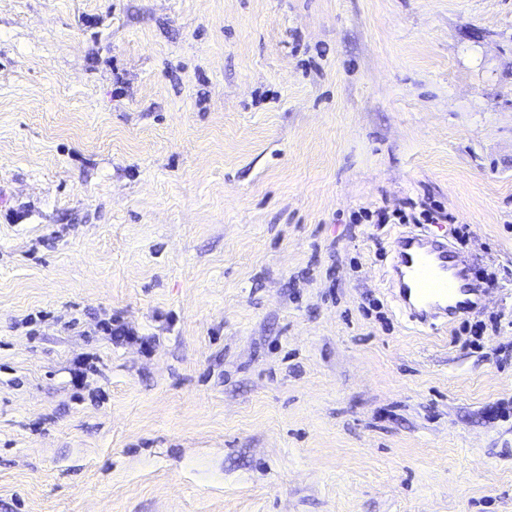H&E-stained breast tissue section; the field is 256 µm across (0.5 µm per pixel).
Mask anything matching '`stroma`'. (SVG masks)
Segmentation results:
<instances>
[{
  "mask_svg": "<svg viewBox=\"0 0 512 512\" xmlns=\"http://www.w3.org/2000/svg\"><path fill=\"white\" fill-rule=\"evenodd\" d=\"M0 512H512V0H0ZM410 204V212L407 213L405 210L399 209L394 210L392 214H389L385 209H380L376 211V215L374 212L368 211L367 209H363V211H359L361 215L360 217L356 216L354 220L360 223L362 217L365 220L371 221L366 224H440L448 221V224L453 223L454 218L451 214L444 213L441 208H436L431 204L428 206L426 202L419 203V208L421 211L418 216L415 211L417 208V203H414L412 200L409 202ZM376 216L375 222H372V218ZM391 217L397 222H390ZM423 220V223L421 222ZM362 224V223H360ZM448 245L429 238L399 234L394 241L391 259L390 288L398 301L402 315L409 321L433 327L432 321L447 322L461 313L467 312L485 293L483 284L476 276H470L465 264L463 268L448 277ZM405 278L407 281H405ZM463 279L466 284L460 288L456 299L455 279ZM464 293V294H463Z\"/></svg>",
  "mask_w": 512,
  "mask_h": 512,
  "instance_id": "1",
  "label": "stroma"
}]
</instances>
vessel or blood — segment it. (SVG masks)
<instances>
[{"label":"vessel or blood","instance_id":"obj_1","mask_svg":"<svg viewBox=\"0 0 512 512\" xmlns=\"http://www.w3.org/2000/svg\"><path fill=\"white\" fill-rule=\"evenodd\" d=\"M448 247L429 238L401 234L394 241L389 283L402 315L422 325L451 320L471 309L485 293L468 269L448 275ZM463 279L466 298H455L456 279Z\"/></svg>","mask_w":512,"mask_h":512}]
</instances>
